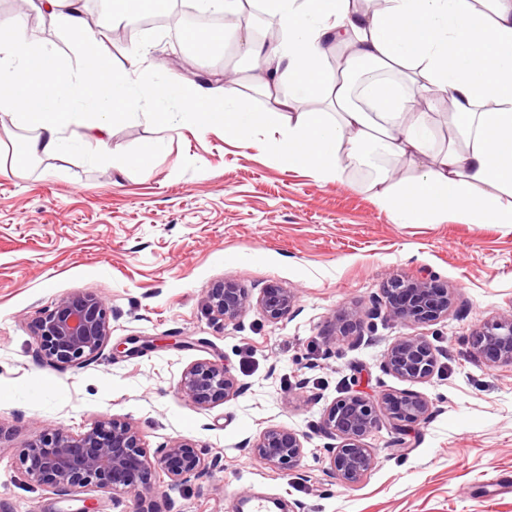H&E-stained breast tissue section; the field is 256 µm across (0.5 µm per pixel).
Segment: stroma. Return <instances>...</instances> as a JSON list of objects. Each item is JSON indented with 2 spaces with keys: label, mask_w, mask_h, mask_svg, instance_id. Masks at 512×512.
<instances>
[{
  "label": "stroma",
  "mask_w": 512,
  "mask_h": 512,
  "mask_svg": "<svg viewBox=\"0 0 512 512\" xmlns=\"http://www.w3.org/2000/svg\"><path fill=\"white\" fill-rule=\"evenodd\" d=\"M84 4L114 68L128 69L135 48L153 81L189 88L223 86L230 67L249 105L267 109L234 31L204 57L164 26L138 27L126 49L106 21L108 0ZM33 18L32 39L55 43L58 69L73 74L75 45L41 13ZM135 97V115L113 121L98 147L77 144L26 166L12 149L32 129L0 126V512H236L244 496L291 512H512V364L488 363L472 343L512 310V228L445 216L394 223L355 167L324 183L279 157L275 129L239 137L185 121L160 126L145 113L181 112L182 99L141 86ZM147 149L145 170L137 159ZM395 276L449 289L447 316L410 326L374 315ZM226 280L254 298L279 285L297 301L276 323L256 306L226 322L202 304ZM79 292L104 300L111 337L96 357L63 369L40 358L32 328ZM351 312L358 335L337 336V318ZM411 335L436 353L423 383L385 367L389 347ZM129 338L138 351L117 352ZM202 360L230 369L237 397L184 400L182 374ZM406 389L431 403V415L406 436L381 419L367 438L375 455L367 479L331 478L334 440L321 429L330 404L354 390ZM112 418L133 425L146 448L184 439L220 465L181 486L156 473L157 491L143 501L80 487L58 496L24 482L18 451L36 436L58 427L79 434ZM269 427L302 435L298 471L242 451Z\"/></svg>",
  "instance_id": "obj_1"
}]
</instances>
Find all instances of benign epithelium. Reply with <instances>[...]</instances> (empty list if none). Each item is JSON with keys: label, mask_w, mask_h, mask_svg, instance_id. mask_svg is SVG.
<instances>
[{"label": "benign epithelium", "mask_w": 512, "mask_h": 512, "mask_svg": "<svg viewBox=\"0 0 512 512\" xmlns=\"http://www.w3.org/2000/svg\"><path fill=\"white\" fill-rule=\"evenodd\" d=\"M379 310L386 318L410 325H424L448 315V289L425 280L392 278L383 289ZM295 293L279 286L263 290L257 300L271 322L280 321L293 308ZM205 307L224 321H237L251 307V297L231 281H224L204 296ZM42 358L53 365L79 367L103 349L111 336L109 310L104 301L90 293L61 298L41 317L33 330ZM476 350L489 362L512 363V312L503 313L474 333ZM385 364L399 378L421 383L435 370L436 357L422 336H407L388 349ZM238 392L231 372L209 361L188 366L180 382V393L188 401L204 405L216 399L228 401ZM431 412L430 403L410 392L385 393L370 398L354 393L336 399L322 419L325 432L338 443L326 448L332 477L348 486L362 483L375 464L366 438L383 413L392 426L408 431ZM249 453L260 462L282 472L296 471L304 457L300 435L284 428H267L251 444ZM24 478L46 485L61 495L77 485L130 494L141 500L153 492L151 478L164 472L173 485L186 484L218 460L206 462L188 441L173 440L151 452L139 433L128 423L100 420L88 431L73 434L64 428L37 436L20 449Z\"/></svg>", "instance_id": "benign-epithelium-1"}]
</instances>
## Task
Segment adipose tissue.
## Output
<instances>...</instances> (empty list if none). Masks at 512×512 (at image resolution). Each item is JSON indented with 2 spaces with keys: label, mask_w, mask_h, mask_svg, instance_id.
I'll list each match as a JSON object with an SVG mask.
<instances>
[{
  "label": "adipose tissue",
  "mask_w": 512,
  "mask_h": 512,
  "mask_svg": "<svg viewBox=\"0 0 512 512\" xmlns=\"http://www.w3.org/2000/svg\"><path fill=\"white\" fill-rule=\"evenodd\" d=\"M205 5L235 14L240 47L259 69L258 87L271 106L253 111L233 84L198 85L182 94L184 120L220 124L236 136L284 124L282 159L310 167L325 182L340 179L365 146L416 164L410 178L383 169L376 179L377 204L399 224L450 213L467 224L512 226V0H383L379 8H358L353 0H262L278 29L267 42L256 39L242 0ZM39 9L64 26L82 54L66 78L26 30L0 38V125L33 128L35 137L21 144L33 157L79 141L73 106L96 110L103 132L134 103L128 71L112 68L85 23L82 0H39ZM329 43L343 44L348 62L371 64L366 106L353 104L352 81L324 72ZM395 67L406 79L402 94L379 76ZM285 84L308 96L312 109L293 111L280 94ZM431 93L456 106L449 116L455 135L442 149L432 113L416 107Z\"/></svg>",
  "instance_id": "1"
}]
</instances>
